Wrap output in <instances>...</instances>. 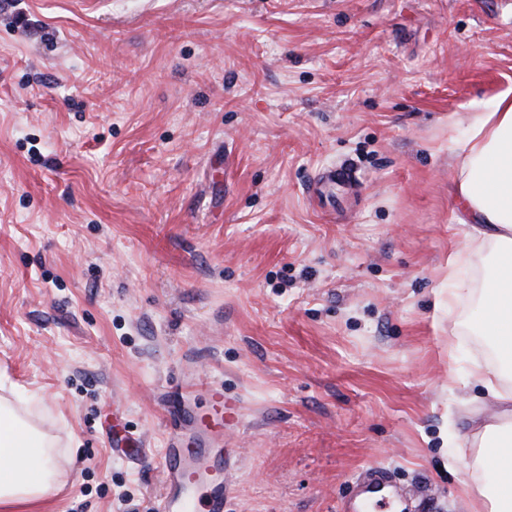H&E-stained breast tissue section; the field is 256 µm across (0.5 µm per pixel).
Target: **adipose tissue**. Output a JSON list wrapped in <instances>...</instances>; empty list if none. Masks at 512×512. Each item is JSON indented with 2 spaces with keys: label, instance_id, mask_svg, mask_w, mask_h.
Segmentation results:
<instances>
[{
  "label": "adipose tissue",
  "instance_id": "1",
  "mask_svg": "<svg viewBox=\"0 0 512 512\" xmlns=\"http://www.w3.org/2000/svg\"><path fill=\"white\" fill-rule=\"evenodd\" d=\"M465 133L453 140L457 158L454 193L458 223L470 241L490 250L496 265L474 293V331L512 359V92L471 107ZM495 409L471 435L474 460L473 512H512V376L499 366L479 368ZM58 461L48 436L0 404V505L42 499L58 484Z\"/></svg>",
  "mask_w": 512,
  "mask_h": 512
}]
</instances>
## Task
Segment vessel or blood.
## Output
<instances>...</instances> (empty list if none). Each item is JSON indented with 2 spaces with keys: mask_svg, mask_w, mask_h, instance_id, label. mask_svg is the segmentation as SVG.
<instances>
[{
  "mask_svg": "<svg viewBox=\"0 0 512 512\" xmlns=\"http://www.w3.org/2000/svg\"><path fill=\"white\" fill-rule=\"evenodd\" d=\"M204 391L210 397L209 411L198 410L189 388L172 402V416L181 430L170 438L153 512H224L229 480L241 455L224 445L223 390L209 384Z\"/></svg>",
  "mask_w": 512,
  "mask_h": 512,
  "instance_id": "vessel-or-blood-1",
  "label": "vessel or blood"
}]
</instances>
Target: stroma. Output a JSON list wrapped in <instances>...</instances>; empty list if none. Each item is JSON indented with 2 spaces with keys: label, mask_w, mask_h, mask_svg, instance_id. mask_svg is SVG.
Instances as JSON below:
<instances>
[{
  "label": "stroma",
  "mask_w": 512,
  "mask_h": 512,
  "mask_svg": "<svg viewBox=\"0 0 512 512\" xmlns=\"http://www.w3.org/2000/svg\"><path fill=\"white\" fill-rule=\"evenodd\" d=\"M510 90L512 0H0V402L64 454L0 512H152L190 359L237 407L224 512H341L369 469L472 512L448 118Z\"/></svg>",
  "instance_id": "35a3bbf8"
}]
</instances>
